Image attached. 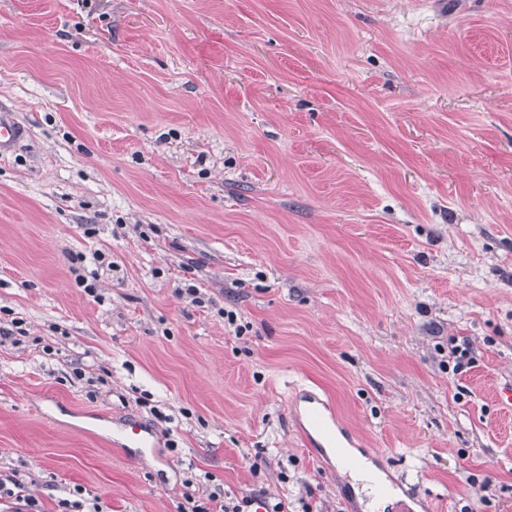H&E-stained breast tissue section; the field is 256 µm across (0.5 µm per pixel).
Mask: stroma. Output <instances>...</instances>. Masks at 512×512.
I'll return each mask as SVG.
<instances>
[{
    "mask_svg": "<svg viewBox=\"0 0 512 512\" xmlns=\"http://www.w3.org/2000/svg\"><path fill=\"white\" fill-rule=\"evenodd\" d=\"M1 112L0 474L44 512H362L304 388L413 512H512V0H0ZM295 412L303 419L302 436L308 447L318 458H329L324 448H330L333 456H336V448H343L339 436L351 444V436L336 425L329 402L321 395L310 392L301 400L293 402ZM329 410V414L326 411ZM112 444L116 448H136L146 458L147 448H156L152 430L141 422H129L112 428ZM198 498V499H197ZM185 502L183 512H250L248 510L255 500L251 497H242L236 503H226L224 501V493L211 492L206 498L197 497L194 493L185 494Z\"/></svg>",
    "mask_w": 512,
    "mask_h": 512,
    "instance_id": "stroma-1",
    "label": "stroma"
}]
</instances>
